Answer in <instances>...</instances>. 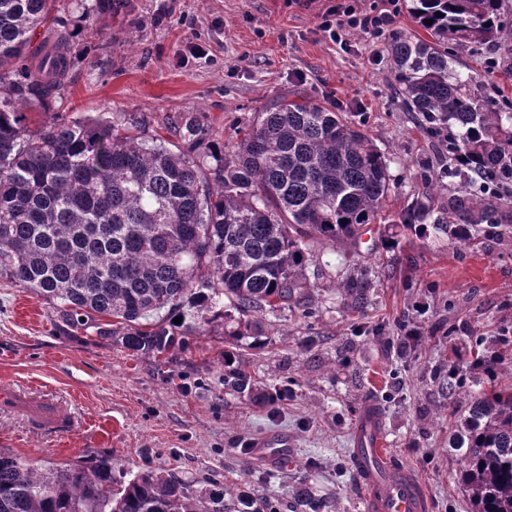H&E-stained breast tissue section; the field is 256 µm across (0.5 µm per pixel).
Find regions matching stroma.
Here are the masks:
<instances>
[{
	"instance_id": "obj_1",
	"label": "stroma",
	"mask_w": 512,
	"mask_h": 512,
	"mask_svg": "<svg viewBox=\"0 0 512 512\" xmlns=\"http://www.w3.org/2000/svg\"><path fill=\"white\" fill-rule=\"evenodd\" d=\"M53 0L48 27L68 34L77 56L53 111L29 109V130L115 112L161 118L203 113L221 139L284 91L296 90L343 112L363 129L389 164L393 187L381 213L391 221L422 192L417 174L442 145L423 118L404 111L394 91L390 43L425 38L410 0L381 38L350 30L343 42L320 28L328 0ZM497 46L452 49L455 69L495 84L512 100V0H502ZM206 48L183 59L186 46ZM398 244L362 247L323 269L312 295L316 316L287 312L267 322L264 346L242 348L262 384L292 381L287 400L268 410L224 389V329L191 336L163 360L136 355L94 329L72 327L35 291L0 279V381L60 399L74 412L70 432L44 431L18 414L0 412V450L53 463L90 453L137 473L166 467L189 479L291 503V486L307 475L336 496L341 512H364L358 478L341 473L365 402L384 417L395 460L425 483L431 512H471L448 441L449 412L459 403L446 389L448 364L466 365L468 339L512 328V236L468 243L399 230ZM371 283L365 316L348 310L341 289L349 277ZM285 433L293 440L279 481L255 482L243 455L252 439ZM320 464L301 467L309 458Z\"/></svg>"
}]
</instances>
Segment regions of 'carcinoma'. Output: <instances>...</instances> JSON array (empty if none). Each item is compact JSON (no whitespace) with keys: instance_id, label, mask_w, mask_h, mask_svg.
Instances as JSON below:
<instances>
[{"instance_id":"1","label":"carcinoma","mask_w":512,"mask_h":512,"mask_svg":"<svg viewBox=\"0 0 512 512\" xmlns=\"http://www.w3.org/2000/svg\"><path fill=\"white\" fill-rule=\"evenodd\" d=\"M500 2L412 0L430 40L390 44L405 111L447 143L437 164L461 182L438 205L435 171L422 168L425 192L394 228L463 243L481 225L512 234V103H483L474 78L452 70L448 56L450 45L496 38ZM49 14L50 0H0V277L136 355L159 359L220 322L224 387L277 405L289 388H257L236 349L279 312L313 314L306 270L314 248L354 246L375 223L390 191L384 156L335 107L294 93L253 113L227 142L190 112L157 125L115 112L110 121L31 131L22 110L52 111L73 65L69 38L34 41ZM368 286L364 275L344 285L353 309L364 308ZM494 342L498 350L470 361L476 373L495 376L512 350V336ZM448 391L467 412L454 448L472 512H512V387L477 390L451 363ZM292 499L293 512H338L305 476L294 480ZM0 512H282V502L163 468L118 478L102 455L44 469L1 450Z\"/></svg>"}]
</instances>
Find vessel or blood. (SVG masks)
Here are the masks:
<instances>
[{
	"label": "vessel or blood",
	"instance_id": "b4317fda",
	"mask_svg": "<svg viewBox=\"0 0 512 512\" xmlns=\"http://www.w3.org/2000/svg\"><path fill=\"white\" fill-rule=\"evenodd\" d=\"M0 410L24 416L32 424L58 431L75 425L72 413L54 400L32 396L13 385H0ZM256 456L287 461L288 437L269 434L251 442ZM352 460L364 488L366 512H431L430 496L416 475L394 463L386 448L384 420L372 403H365L353 430Z\"/></svg>",
	"mask_w": 512,
	"mask_h": 512
}]
</instances>
